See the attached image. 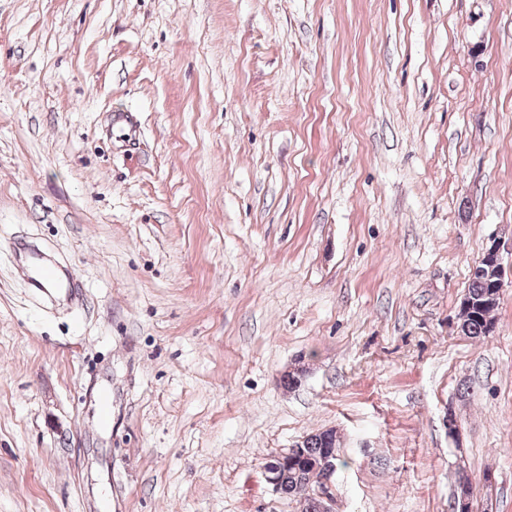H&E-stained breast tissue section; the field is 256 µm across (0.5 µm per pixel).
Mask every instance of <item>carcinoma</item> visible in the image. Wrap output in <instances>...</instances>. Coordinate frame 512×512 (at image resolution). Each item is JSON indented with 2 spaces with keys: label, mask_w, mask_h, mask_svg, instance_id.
Returning a JSON list of instances; mask_svg holds the SVG:
<instances>
[{
  "label": "carcinoma",
  "mask_w": 512,
  "mask_h": 512,
  "mask_svg": "<svg viewBox=\"0 0 512 512\" xmlns=\"http://www.w3.org/2000/svg\"><path fill=\"white\" fill-rule=\"evenodd\" d=\"M490 295L491 288L485 275L470 270L468 288L462 301V304L469 306V312L465 313L462 323L466 336L481 339L491 333V327L494 326L493 313L498 309L500 300L493 301ZM300 452L306 459L314 461V464L309 468L288 472L282 482L281 493L303 504V512H321V502L308 493L307 488L313 483H319L328 473L336 474L340 466L344 465L341 443L326 441L324 433L318 431L306 436Z\"/></svg>",
  "instance_id": "1"
}]
</instances>
